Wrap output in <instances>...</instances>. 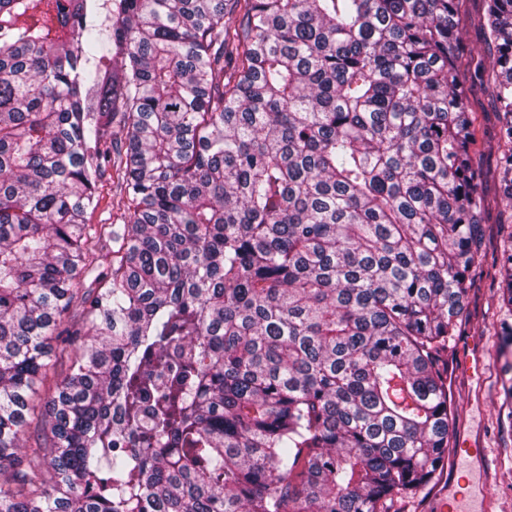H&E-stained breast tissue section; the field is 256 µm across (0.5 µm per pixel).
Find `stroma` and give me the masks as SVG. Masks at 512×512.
<instances>
[{"mask_svg":"<svg viewBox=\"0 0 512 512\" xmlns=\"http://www.w3.org/2000/svg\"><path fill=\"white\" fill-rule=\"evenodd\" d=\"M474 116L472 151L484 174L488 196L497 194L494 175L497 154L496 116L490 107L492 88L488 82L467 84ZM512 239V214L490 204L483 228L481 258L467 281V308L458 336L448 348V394L451 399L455 433L479 438L491 460L490 489H483L477 466H470L466 487L467 512H481L484 492L498 503L496 512H512V433L502 425V384L512 380V348L503 349L498 331L505 313L498 302V288L489 271L500 247ZM479 342L485 365L481 379L461 377L456 365L471 342Z\"/></svg>","mask_w":512,"mask_h":512,"instance_id":"stroma-1","label":"stroma"}]
</instances>
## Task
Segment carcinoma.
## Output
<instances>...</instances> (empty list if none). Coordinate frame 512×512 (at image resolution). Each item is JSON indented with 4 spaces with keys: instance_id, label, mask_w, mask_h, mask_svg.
<instances>
[{
    "instance_id": "carcinoma-1",
    "label": "carcinoma",
    "mask_w": 512,
    "mask_h": 512,
    "mask_svg": "<svg viewBox=\"0 0 512 512\" xmlns=\"http://www.w3.org/2000/svg\"><path fill=\"white\" fill-rule=\"evenodd\" d=\"M459 3L0 0V512H389L438 481L487 206ZM482 4L512 208V0ZM491 276L512 313V254ZM117 192L116 184H112V180L109 178H105L100 188V205L99 207L92 213L88 214V224H109L104 221L108 219L110 214L112 215V195H115Z\"/></svg>"
}]
</instances>
